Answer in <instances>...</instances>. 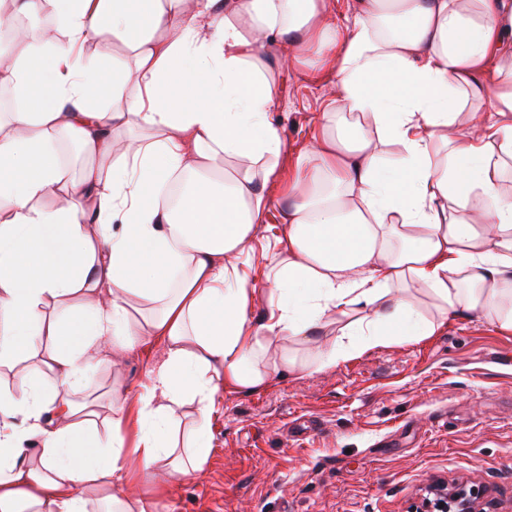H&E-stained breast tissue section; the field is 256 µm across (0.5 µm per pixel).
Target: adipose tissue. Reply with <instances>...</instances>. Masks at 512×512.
I'll return each instance as SVG.
<instances>
[{"instance_id": "obj_1", "label": "adipose tissue", "mask_w": 512, "mask_h": 512, "mask_svg": "<svg viewBox=\"0 0 512 512\" xmlns=\"http://www.w3.org/2000/svg\"><path fill=\"white\" fill-rule=\"evenodd\" d=\"M47 3L58 26L12 33L0 65L19 100L0 119V370L37 363L0 386V512H157L158 472L203 471L224 389L308 376L464 312L512 331V0H355L345 18L331 0L0 11ZM109 38L128 58L106 70L92 46ZM279 45L336 76L286 178L277 74L257 58ZM482 99L491 112L471 110ZM463 117L475 132L449 139ZM60 142L78 169L57 160ZM182 176L174 208L161 190ZM277 179L285 232L257 320L242 267ZM153 340L140 389L113 387L100 431L75 394Z\"/></svg>"}]
</instances>
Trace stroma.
<instances>
[{"label":"stroma","instance_id":"1","mask_svg":"<svg viewBox=\"0 0 512 512\" xmlns=\"http://www.w3.org/2000/svg\"><path fill=\"white\" fill-rule=\"evenodd\" d=\"M330 76L293 64L278 85L282 174L321 116ZM252 246L281 236L278 187ZM158 347L96 371L86 396L108 416L114 380L139 388ZM201 477L167 492L159 512H408L435 481L481 487L486 512H512V332L473 314L433 335L380 347L268 388L224 392Z\"/></svg>","mask_w":512,"mask_h":512}]
</instances>
